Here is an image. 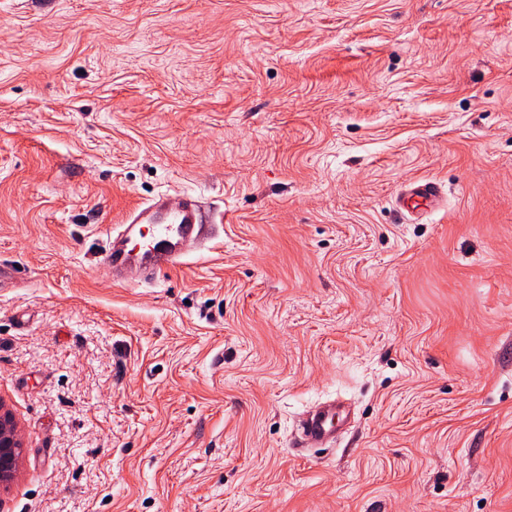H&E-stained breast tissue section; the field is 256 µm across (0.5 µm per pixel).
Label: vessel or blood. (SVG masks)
<instances>
[{"label":"vessel or blood","mask_w":512,"mask_h":512,"mask_svg":"<svg viewBox=\"0 0 512 512\" xmlns=\"http://www.w3.org/2000/svg\"><path fill=\"white\" fill-rule=\"evenodd\" d=\"M398 199L411 204L418 214L442 207L446 193L441 183L422 179L406 183ZM207 233L195 198L186 195L174 201L159 195L125 215L119 230L108 232L102 260L119 281L132 272L157 274L177 264L192 246L206 239ZM346 411L343 403L333 400L316 406L299 425L302 442L319 445L333 441L334 419Z\"/></svg>","instance_id":"vessel-or-blood-1"}]
</instances>
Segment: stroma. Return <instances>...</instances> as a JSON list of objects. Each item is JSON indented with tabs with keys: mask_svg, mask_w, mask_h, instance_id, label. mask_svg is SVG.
Listing matches in <instances>:
<instances>
[{
	"mask_svg": "<svg viewBox=\"0 0 512 512\" xmlns=\"http://www.w3.org/2000/svg\"><path fill=\"white\" fill-rule=\"evenodd\" d=\"M0 265V512H512V0H0ZM400 203L408 207V203H413L411 213H424L438 209L443 206L446 200V193L441 183L422 179L406 183L399 193ZM107 232L103 263L113 278L122 281L129 273L159 274L177 264L192 246L207 237L208 225L195 198L183 196L173 202L158 195L139 204ZM148 226V233L143 228ZM348 409L336 400L316 406L299 425L301 440L307 445H319L332 442L335 438L334 419L347 413ZM19 448L20 440L13 416L0 403V484L14 477Z\"/></svg>",
	"mask_w": 512,
	"mask_h": 512,
	"instance_id": "1",
	"label": "stroma"
}]
</instances>
